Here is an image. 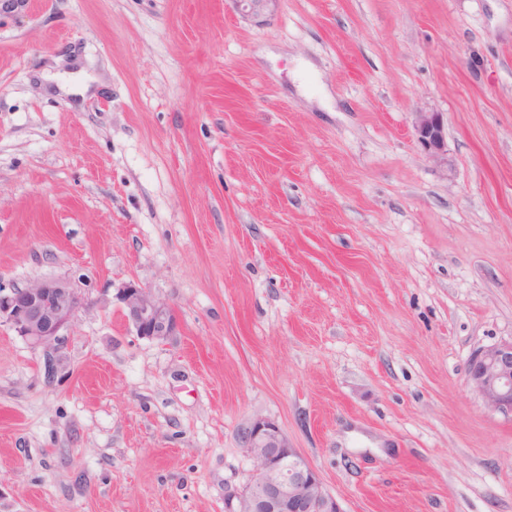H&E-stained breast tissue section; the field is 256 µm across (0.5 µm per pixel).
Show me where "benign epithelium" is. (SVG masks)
Segmentation results:
<instances>
[{"label": "benign epithelium", "mask_w": 512, "mask_h": 512, "mask_svg": "<svg viewBox=\"0 0 512 512\" xmlns=\"http://www.w3.org/2000/svg\"><path fill=\"white\" fill-rule=\"evenodd\" d=\"M418 143L431 156L445 149V127L437 112H417ZM116 299L125 322L147 340L166 343L181 328L175 309L148 289L128 282ZM81 297L65 278H40L7 294L0 292V324L9 325L35 347L46 349V370L58 374L68 326ZM468 383L493 411L512 419V341L476 351L469 360ZM240 447L252 463L243 489L227 496L226 512H343L317 472L292 446L279 425L254 417L239 429Z\"/></svg>", "instance_id": "obj_1"}]
</instances>
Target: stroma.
Segmentation results:
<instances>
[{"mask_svg":"<svg viewBox=\"0 0 512 512\" xmlns=\"http://www.w3.org/2000/svg\"><path fill=\"white\" fill-rule=\"evenodd\" d=\"M41 277L82 305L52 381L0 326V512H225L256 416L343 512H512L467 383L512 339V0H16L0 291ZM414 132L418 143L431 156L445 149V127L438 112H418L415 115ZM116 299L125 322L141 338L166 343L179 333L181 323L175 309L154 297L147 288L128 282L119 288Z\"/></svg>","mask_w":512,"mask_h":512,"instance_id":"35a3bbf8","label":"stroma"}]
</instances>
